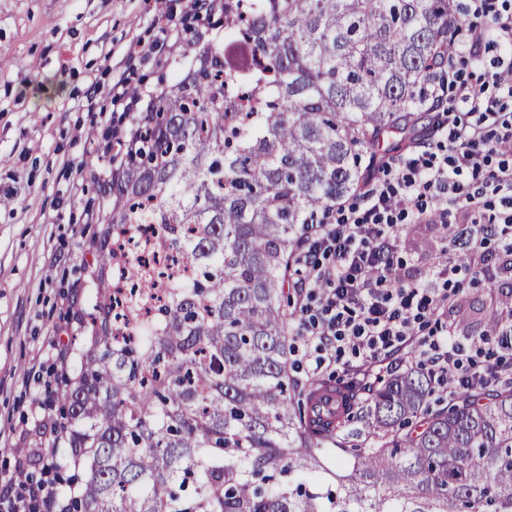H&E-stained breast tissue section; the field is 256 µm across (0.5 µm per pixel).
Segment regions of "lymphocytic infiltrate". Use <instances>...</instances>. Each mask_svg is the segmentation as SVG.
I'll return each instance as SVG.
<instances>
[{"label": "lymphocytic infiltrate", "mask_w": 512, "mask_h": 512, "mask_svg": "<svg viewBox=\"0 0 512 512\" xmlns=\"http://www.w3.org/2000/svg\"><path fill=\"white\" fill-rule=\"evenodd\" d=\"M466 11L463 47L473 58L497 51L491 77L450 82L452 104L435 115L438 146L420 143L409 156L385 161L361 205L334 204L307 227L294 354L311 373L333 366L366 375L408 350L434 380L458 389L512 380V310L501 315V335L462 344L453 326L439 322L456 300L451 283L460 266L438 271L447 285L437 288L403 275L394 256L400 225L430 220L438 203L480 213L496 200L498 213L467 230L464 246L478 254L487 281L512 272V162L502 155L512 145V114L503 102L512 97V13L500 0H468ZM460 104L476 122L462 121ZM490 240L501 254L485 252ZM55 506L44 481L18 489L0 477V512H53Z\"/></svg>", "instance_id": "f902f5d3"}]
</instances>
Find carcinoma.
<instances>
[{
  "instance_id": "obj_1",
  "label": "carcinoma",
  "mask_w": 512,
  "mask_h": 512,
  "mask_svg": "<svg viewBox=\"0 0 512 512\" xmlns=\"http://www.w3.org/2000/svg\"><path fill=\"white\" fill-rule=\"evenodd\" d=\"M462 25L457 0H224L246 58L192 46L112 166L98 304L58 423L82 473L57 476L63 512H512V384L434 399L411 364L315 419L327 388L291 393L280 304L307 224L358 189L361 149L377 164L385 134L438 106L425 90ZM138 224L195 275L132 257L138 292L116 309L112 237ZM120 320L141 340H119Z\"/></svg>"
}]
</instances>
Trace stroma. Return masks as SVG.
<instances>
[{
    "label": "stroma",
    "mask_w": 512,
    "mask_h": 512,
    "mask_svg": "<svg viewBox=\"0 0 512 512\" xmlns=\"http://www.w3.org/2000/svg\"><path fill=\"white\" fill-rule=\"evenodd\" d=\"M192 0H0V476L51 473L61 380L85 344L97 302L90 265L102 229L108 146L130 117L113 105L118 81L150 95L189 66L186 43L161 44L159 17L199 41L224 43V15L199 21ZM397 256L423 277L457 259L440 224H407ZM444 313L476 338L512 278L467 279ZM66 357H58L59 349Z\"/></svg>",
    "instance_id": "stroma-1"
}]
</instances>
